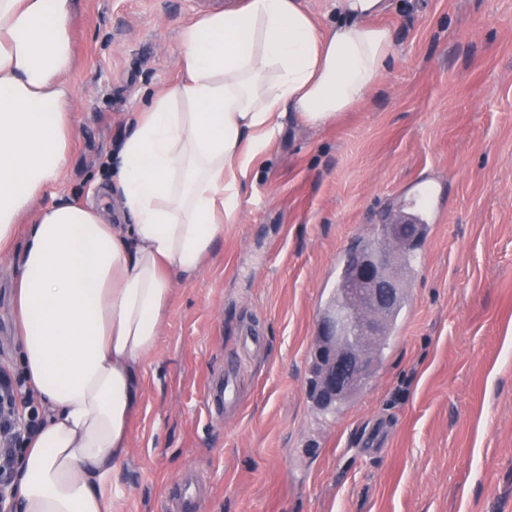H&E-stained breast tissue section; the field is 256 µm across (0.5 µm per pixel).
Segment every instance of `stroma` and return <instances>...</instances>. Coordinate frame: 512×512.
<instances>
[{
  "label": "stroma",
  "mask_w": 512,
  "mask_h": 512,
  "mask_svg": "<svg viewBox=\"0 0 512 512\" xmlns=\"http://www.w3.org/2000/svg\"><path fill=\"white\" fill-rule=\"evenodd\" d=\"M239 0H75L73 147L53 191L107 208L112 160L183 75L181 32ZM394 51L320 129L285 122L253 196L178 283L139 369L114 512H512V0H391ZM422 208L427 233L377 371L310 397L345 254ZM0 260V370L15 354ZM236 407L207 409L225 373Z\"/></svg>",
  "instance_id": "obj_1"
}]
</instances>
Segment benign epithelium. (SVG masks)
Here are the masks:
<instances>
[{"label":"benign epithelium","instance_id":"benign-epithelium-1","mask_svg":"<svg viewBox=\"0 0 512 512\" xmlns=\"http://www.w3.org/2000/svg\"><path fill=\"white\" fill-rule=\"evenodd\" d=\"M414 235L410 224L388 227L390 243ZM405 284L391 248L359 253L352 264L348 301L340 315L327 317L314 354L320 377L312 387L321 406L344 397L371 374L372 345L384 334L385 321L404 295Z\"/></svg>","mask_w":512,"mask_h":512}]
</instances>
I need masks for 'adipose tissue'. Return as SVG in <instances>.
<instances>
[{"label": "adipose tissue", "instance_id": "obj_1", "mask_svg": "<svg viewBox=\"0 0 512 512\" xmlns=\"http://www.w3.org/2000/svg\"><path fill=\"white\" fill-rule=\"evenodd\" d=\"M248 0L181 37L184 79L156 93L109 184L128 221L57 198L74 90L72 0H0V258L14 282L17 368L44 422L23 444L15 512H112V467L130 449L139 367L156 352L177 282L196 278L284 120L351 111L392 55L374 19L389 0ZM24 248H17L18 232Z\"/></svg>", "mask_w": 512, "mask_h": 512}]
</instances>
